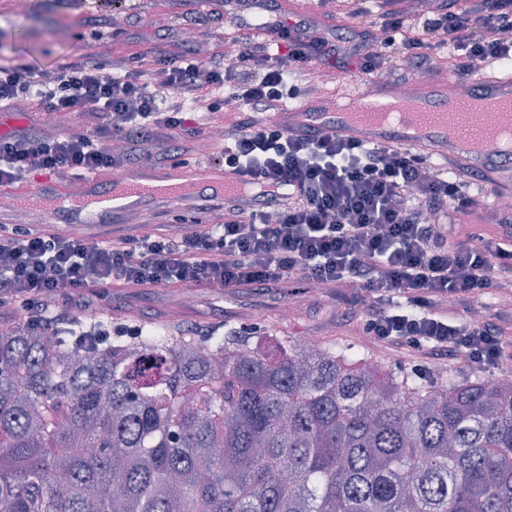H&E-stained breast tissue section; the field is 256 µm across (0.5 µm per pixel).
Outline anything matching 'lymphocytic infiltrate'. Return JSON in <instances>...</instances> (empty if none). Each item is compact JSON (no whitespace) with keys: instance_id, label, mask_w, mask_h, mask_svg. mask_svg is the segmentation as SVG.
<instances>
[{"instance_id":"lymphocytic-infiltrate-1","label":"lymphocytic infiltrate","mask_w":512,"mask_h":512,"mask_svg":"<svg viewBox=\"0 0 512 512\" xmlns=\"http://www.w3.org/2000/svg\"><path fill=\"white\" fill-rule=\"evenodd\" d=\"M439 0L436 11L383 16L384 40L359 30L349 48L312 33L307 21L265 15L266 40L245 41L222 58L194 48L165 56L154 68L112 65L93 56L46 73L0 65V107L36 98L41 112L65 115L91 108L93 125L48 137L33 129L0 136V187L30 183L33 174H98L128 158L115 141L163 146V159L185 154L183 135L216 164L238 168L261 187L256 207L244 210L203 198L195 210L224 212L220 224L177 225L104 243L83 235L44 233L0 225V309L24 326L52 331L66 314L49 301L89 306L107 288H211L224 293L272 291L304 278L321 288L352 290L362 332L390 350L411 351L424 364L457 355L500 365L512 359L497 322L512 306V209L496 199L491 234L471 228L449 239L447 219L481 204L470 186L480 172L448 178L428 157L395 145L354 138L337 141L274 121L255 123L253 111H279L301 95L297 81L333 66L356 73L394 74L437 69L439 50L451 47L460 81L476 67L512 63V0ZM190 96L191 112L159 105L160 89ZM230 98L243 119L211 140L205 112ZM277 223H269V211ZM438 223H428V216ZM499 297L489 308L484 297Z\"/></svg>"}]
</instances>
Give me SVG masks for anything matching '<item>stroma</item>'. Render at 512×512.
<instances>
[{
	"label": "stroma",
	"mask_w": 512,
	"mask_h": 512,
	"mask_svg": "<svg viewBox=\"0 0 512 512\" xmlns=\"http://www.w3.org/2000/svg\"><path fill=\"white\" fill-rule=\"evenodd\" d=\"M272 5L290 16L307 19L328 29L329 15L349 12L350 0H301L287 7L286 0ZM194 30L199 52L215 56L224 52L227 35H242L263 40L265 31L253 27L238 28L224 16V0H35L26 14H16L13 0H0V63H25L51 72L79 60L93 50L104 62L135 58L138 67L154 63L160 37H167V48L177 52V31ZM32 32L22 42L18 33ZM292 303L293 312L281 319L280 310ZM113 333L126 335L140 325L150 323L170 327L184 334H196L217 328L240 330L258 325L250 342L311 340L349 344L354 352L392 372L414 373L418 360L414 354H398L370 343L360 335L355 322L345 319L351 304L348 291L331 296L313 292L302 281L289 283L273 292L244 291L225 296L208 288L195 291L192 303H185L181 292L160 288H112L103 301Z\"/></svg>",
	"instance_id": "1"
}]
</instances>
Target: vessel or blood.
I'll return each instance as SVG.
<instances>
[{"mask_svg":"<svg viewBox=\"0 0 512 512\" xmlns=\"http://www.w3.org/2000/svg\"><path fill=\"white\" fill-rule=\"evenodd\" d=\"M454 85L451 79L430 84L429 109L413 115L418 126L417 134L409 135L394 127H381L372 133V142L427 153L484 172L499 188L512 186V179L504 175L505 161L494 140L485 139L483 151L477 156L448 147L449 113L458 112L461 124L473 129L478 128L481 121L480 116L468 112L463 104L457 102ZM391 91V85L383 83L376 86L373 96L369 97L364 87L353 85L344 95L345 100L361 103L353 119L342 112L328 111L326 100L315 96L277 114L276 120L291 129H305L328 138L347 140L354 137L359 120L370 119L376 106L389 101ZM473 91L485 97L499 98L500 103L493 110L495 120L512 123L511 71L474 79ZM44 184L47 191L43 194L20 190L9 196L1 195L0 221H5L14 208L22 207L40 212L50 224L56 218L59 204L63 203L67 206L63 229L80 227L89 230L94 220L116 216L130 204L156 201L183 204L203 195L223 198L229 205H242L249 200L237 170L202 160L173 166L150 164L132 167L114 176L106 187L93 177L81 179L73 182L63 202L52 193L55 179H45Z\"/></svg>","mask_w":512,"mask_h":512,"instance_id":"b4317fda","label":"vessel or blood"}]
</instances>
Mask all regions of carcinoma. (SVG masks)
Instances as JSON below:
<instances>
[{
    "instance_id": "obj_1",
    "label": "carcinoma",
    "mask_w": 512,
    "mask_h": 512,
    "mask_svg": "<svg viewBox=\"0 0 512 512\" xmlns=\"http://www.w3.org/2000/svg\"><path fill=\"white\" fill-rule=\"evenodd\" d=\"M0 512H512V388L336 343L0 329Z\"/></svg>"
}]
</instances>
